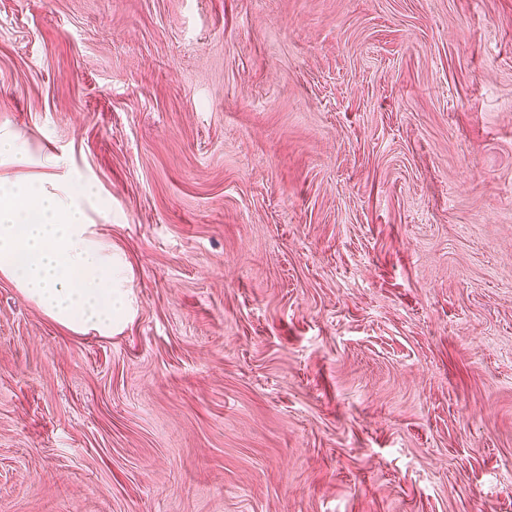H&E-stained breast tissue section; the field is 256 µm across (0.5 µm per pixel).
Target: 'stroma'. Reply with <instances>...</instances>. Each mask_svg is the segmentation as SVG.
I'll return each mask as SVG.
<instances>
[{
  "label": "stroma",
  "instance_id": "1",
  "mask_svg": "<svg viewBox=\"0 0 512 512\" xmlns=\"http://www.w3.org/2000/svg\"><path fill=\"white\" fill-rule=\"evenodd\" d=\"M0 136L133 306L0 276V512H512V0H0Z\"/></svg>",
  "mask_w": 512,
  "mask_h": 512
}]
</instances>
